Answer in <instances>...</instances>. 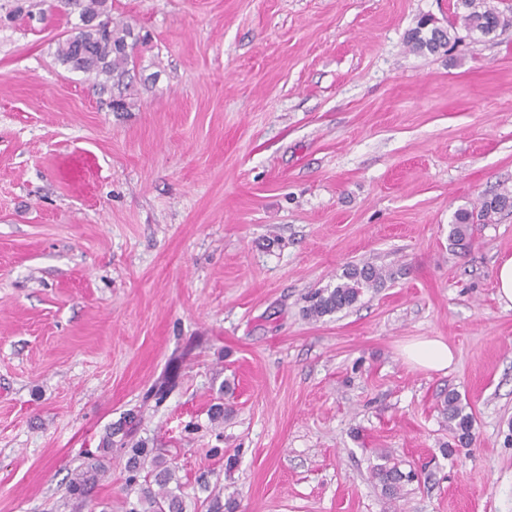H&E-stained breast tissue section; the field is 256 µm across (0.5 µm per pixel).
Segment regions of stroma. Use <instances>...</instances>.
Wrapping results in <instances>:
<instances>
[{
    "label": "stroma",
    "instance_id": "35a3bbf8",
    "mask_svg": "<svg viewBox=\"0 0 512 512\" xmlns=\"http://www.w3.org/2000/svg\"><path fill=\"white\" fill-rule=\"evenodd\" d=\"M449 2L108 0L145 38L116 112L58 55L76 7L0 0V512H129L120 447L67 485L131 410L183 512H512V212L448 244L457 209L512 191V25L413 51ZM362 262L395 277L306 317ZM422 338L447 372L405 359ZM384 450L421 473L398 498ZM432 23L433 21H430V24ZM430 24L427 20L421 19L410 37L409 42L419 52L435 53L445 47L452 38L449 30L439 31L430 27ZM496 287L499 301L512 307V256L500 259L496 271ZM404 354L413 365L435 372L444 371L454 361L453 351L440 339L416 341L405 348ZM440 405L441 412L456 434L458 442L469 445L473 440L474 417L471 412L466 411L467 404L462 403L457 393L448 391L444 394Z\"/></svg>",
    "mask_w": 512,
    "mask_h": 512
}]
</instances>
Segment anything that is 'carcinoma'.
<instances>
[{
  "label": "carcinoma",
  "mask_w": 512,
  "mask_h": 512,
  "mask_svg": "<svg viewBox=\"0 0 512 512\" xmlns=\"http://www.w3.org/2000/svg\"><path fill=\"white\" fill-rule=\"evenodd\" d=\"M69 5L80 8L79 17L99 19L98 28L83 33L82 46L71 38L59 44L58 54L62 62L75 70L107 77L125 72L131 61L138 39L128 25H119L111 19H101L106 0H65ZM454 18L461 19L466 31L488 36L512 23L497 6L488 0H455ZM451 40L450 31H439L422 19L412 32L410 43L419 52L435 53ZM512 209V191L504 190L479 199L472 209L460 208L448 225V241L454 248L466 249L471 243L474 226L487 224L493 218ZM391 273L381 266L370 263L351 264L345 268L340 281L332 288L317 289L308 296L305 314L320 318L351 308L361 301L364 294L384 285ZM176 382L167 376L152 386L145 394L144 401L161 405ZM441 412L456 434L458 442L468 445L473 440L474 417L466 411L467 405L460 396L450 391L440 401ZM127 446V481L139 486L137 503L129 512H183L182 500L176 490L181 488L175 467L161 458H149L147 442L130 439ZM381 463L374 466V477L390 496L400 494L403 487L418 478L412 471L403 472L399 463L388 453L379 456ZM175 488H170V484Z\"/></svg>",
  "instance_id": "carcinoma-1"
}]
</instances>
